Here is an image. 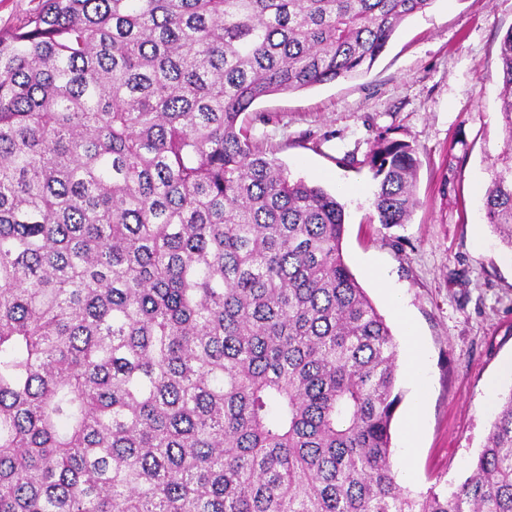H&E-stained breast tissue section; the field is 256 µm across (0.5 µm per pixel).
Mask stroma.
I'll return each instance as SVG.
<instances>
[{
    "instance_id": "obj_1",
    "label": "stroma",
    "mask_w": 512,
    "mask_h": 512,
    "mask_svg": "<svg viewBox=\"0 0 512 512\" xmlns=\"http://www.w3.org/2000/svg\"><path fill=\"white\" fill-rule=\"evenodd\" d=\"M510 30L512 0H434L401 24L367 74L272 95L244 114L252 141L290 178L338 192L345 261L396 340L405 326L416 331L421 368L399 381L391 434L399 480L417 493L465 481L499 394L512 388V250L482 207L504 149L498 53ZM385 137L411 144L420 161V204L390 229L377 220L364 163ZM418 398L423 422L409 448Z\"/></svg>"
}]
</instances>
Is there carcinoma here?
Segmentation results:
<instances>
[{"instance_id": "obj_1", "label": "carcinoma", "mask_w": 512, "mask_h": 512, "mask_svg": "<svg viewBox=\"0 0 512 512\" xmlns=\"http://www.w3.org/2000/svg\"><path fill=\"white\" fill-rule=\"evenodd\" d=\"M433 2L39 0L0 33V512H512V391L460 486L399 483L398 344L344 207L239 125ZM498 70L512 250V30ZM365 164L405 224L415 149Z\"/></svg>"}]
</instances>
